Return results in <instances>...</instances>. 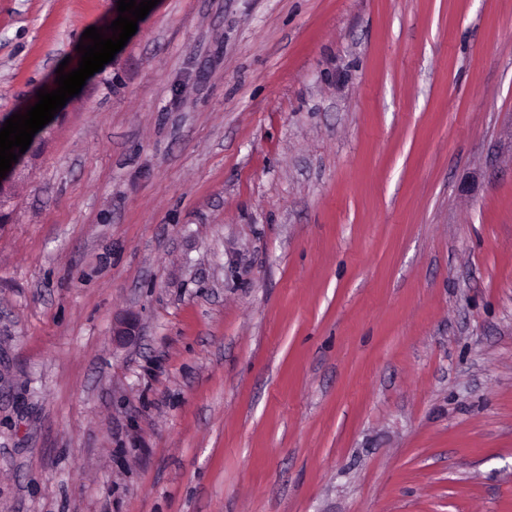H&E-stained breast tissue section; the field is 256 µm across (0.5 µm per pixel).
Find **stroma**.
Segmentation results:
<instances>
[{"label": "stroma", "mask_w": 512, "mask_h": 512, "mask_svg": "<svg viewBox=\"0 0 512 512\" xmlns=\"http://www.w3.org/2000/svg\"><path fill=\"white\" fill-rule=\"evenodd\" d=\"M11 207L0 512H512V0H159Z\"/></svg>", "instance_id": "35a3bbf8"}]
</instances>
